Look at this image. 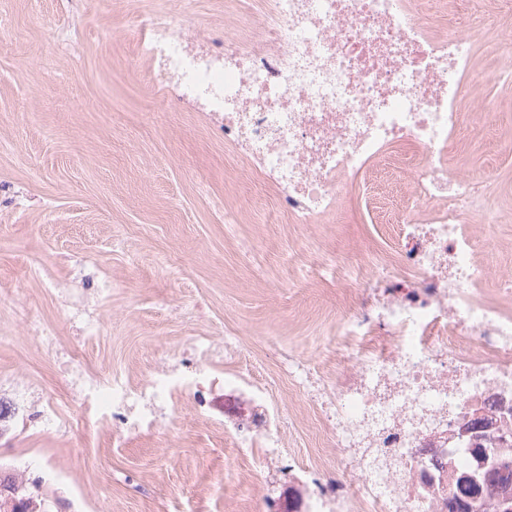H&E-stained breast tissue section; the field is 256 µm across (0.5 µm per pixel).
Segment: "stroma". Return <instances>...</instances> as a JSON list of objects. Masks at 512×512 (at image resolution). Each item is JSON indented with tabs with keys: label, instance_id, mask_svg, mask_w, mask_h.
I'll list each match as a JSON object with an SVG mask.
<instances>
[{
	"label": "stroma",
	"instance_id": "obj_1",
	"mask_svg": "<svg viewBox=\"0 0 512 512\" xmlns=\"http://www.w3.org/2000/svg\"><path fill=\"white\" fill-rule=\"evenodd\" d=\"M182 2L192 30L223 38L225 7L257 0H0V371L16 372L31 410L59 405L72 431L15 419L0 436V464L35 471L52 512H298L296 468L317 461L316 405L293 385L289 360L334 392L344 347L338 320L353 306L337 267L390 254L395 241L345 192L333 224H288L274 192L224 149L199 112L149 80L138 22ZM480 29L468 81L485 113L448 160L486 178L501 212L476 225L493 264H512V67L492 47L512 31V0H468L433 12L437 34L456 21ZM260 219H251L253 211ZM242 214L239 224L227 213ZM48 325L52 340L34 335ZM97 323L88 332L89 323ZM199 336L216 349L200 390L156 409L149 433L117 437L85 416L93 381L134 389L158 366L184 371ZM77 343L80 363L58 372ZM239 371L266 382L288 416L278 456L230 435L253 407L224 388L225 346Z\"/></svg>",
	"mask_w": 512,
	"mask_h": 512
}]
</instances>
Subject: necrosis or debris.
Returning a JSON list of instances; mask_svg holds the SVG:
<instances>
[{"label": "necrosis or debris", "mask_w": 512, "mask_h": 512, "mask_svg": "<svg viewBox=\"0 0 512 512\" xmlns=\"http://www.w3.org/2000/svg\"><path fill=\"white\" fill-rule=\"evenodd\" d=\"M269 20L232 14L220 40L194 38L183 12L141 19L156 85L205 112L226 150L275 192L292 224H329L346 187L379 175L367 204L393 225L394 254L351 274L355 310L337 323L347 367L318 423L353 481L301 478L303 512H448L453 474L485 469L458 435L473 417L512 430V269L490 271L471 227L495 218L486 182L447 165L466 124L475 28L433 32L421 0H268ZM495 277L500 302L482 289ZM165 372L139 389L93 390L87 406L135 433L155 407L197 386ZM224 386L257 410L248 440L277 455L286 417L240 372Z\"/></svg>", "instance_id": "4bbe7bcc"}]
</instances>
